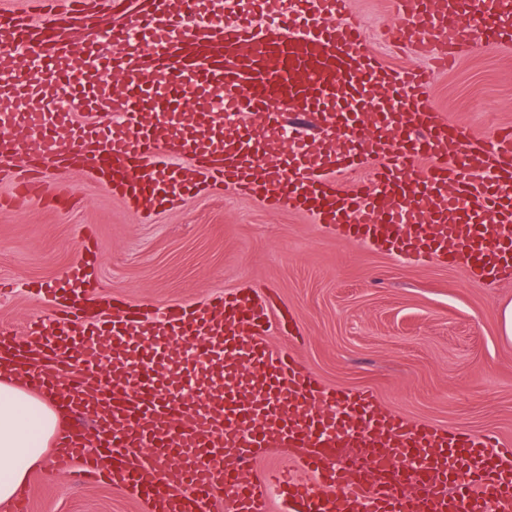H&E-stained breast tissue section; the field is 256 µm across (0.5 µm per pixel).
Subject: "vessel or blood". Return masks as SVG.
Masks as SVG:
<instances>
[{"label":"vessel or blood","mask_w":512,"mask_h":512,"mask_svg":"<svg viewBox=\"0 0 512 512\" xmlns=\"http://www.w3.org/2000/svg\"><path fill=\"white\" fill-rule=\"evenodd\" d=\"M349 0H273L266 23L203 13L196 0H101L108 27L88 21L85 0H28L0 12V47L25 65L0 88L34 98L63 85L62 64L117 74L125 85L103 121H79L83 95L65 109L0 114V179L11 209L65 196L47 166L76 167L104 191L150 215L205 187H221L310 216L338 238L419 260L462 266L493 281L512 273V132L485 142L453 123L426 92L477 45L512 42V0H395L407 19L400 41L430 69L384 70ZM482 22L483 40L468 39ZM143 34L134 57L122 49ZM171 100L190 86L225 91L241 115L231 137H182L147 124L141 84ZM386 94L391 131L374 134L359 113L337 107L372 86ZM290 112H309L332 137L302 158L263 161L257 139L277 144ZM95 250L54 288L60 310L0 327V368L21 374L64 427L53 468L82 482L105 480L144 512H512V444L493 432L415 424L381 411L367 390L323 386L288 353L273 350L272 326L293 319L257 291L207 303H171L161 320L143 305L96 300ZM112 347L104 381L97 348ZM189 343L224 353L223 405L200 408L178 395L179 379L158 349ZM348 448L365 449L361 462ZM294 456L301 473L252 468L269 450Z\"/></svg>","instance_id":"b4317fda"}]
</instances>
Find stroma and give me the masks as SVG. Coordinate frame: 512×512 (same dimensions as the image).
I'll list each match as a JSON object with an SVG mask.
<instances>
[{
  "instance_id": "stroma-1",
  "label": "stroma",
  "mask_w": 512,
  "mask_h": 512,
  "mask_svg": "<svg viewBox=\"0 0 512 512\" xmlns=\"http://www.w3.org/2000/svg\"><path fill=\"white\" fill-rule=\"evenodd\" d=\"M350 9L383 67L424 66L390 37L391 0H350ZM429 97L452 121L493 139L512 127V45L434 72ZM62 180L73 205L0 209V326L49 312L51 296L34 285L63 278L90 233L105 293L162 306L262 290L287 306L301 333L295 342L273 334L272 345L290 349L326 386L369 388L383 411L512 443V342L500 326L512 275L480 283L465 268L343 241L305 214L272 213L218 188L146 218L81 170ZM25 490L27 512H143L125 491L75 485L46 458Z\"/></svg>"
}]
</instances>
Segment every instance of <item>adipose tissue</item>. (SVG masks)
<instances>
[{
  "label": "adipose tissue",
  "instance_id": "obj_1",
  "mask_svg": "<svg viewBox=\"0 0 512 512\" xmlns=\"http://www.w3.org/2000/svg\"><path fill=\"white\" fill-rule=\"evenodd\" d=\"M58 425L50 406L25 391L12 372L0 373V503L25 485Z\"/></svg>",
  "mask_w": 512,
  "mask_h": 512
}]
</instances>
